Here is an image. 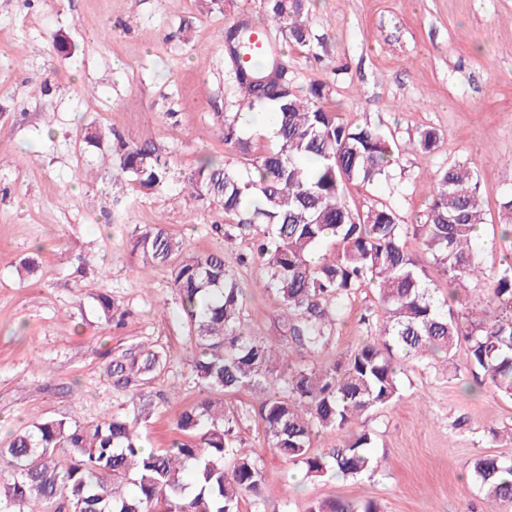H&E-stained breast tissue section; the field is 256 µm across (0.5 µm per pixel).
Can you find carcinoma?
<instances>
[{
  "label": "carcinoma",
  "instance_id": "1",
  "mask_svg": "<svg viewBox=\"0 0 512 512\" xmlns=\"http://www.w3.org/2000/svg\"><path fill=\"white\" fill-rule=\"evenodd\" d=\"M263 24L314 52L306 24L308 0H259ZM257 25L245 18L224 24L229 87L255 112H270L277 133L255 149L237 122L224 117V145L243 155L245 168L204 158L185 173L188 197L224 206L226 237H251L262 268L261 287L272 291L297 347L314 353L331 338L349 296L363 286L379 291L381 325L345 357L317 368L281 355L242 320L243 290L219 253L189 254L163 226L140 231L133 249L153 267L170 269L184 319L195 339L192 374L208 392L177 418L180 438L164 450H146L138 415L112 416L84 427L45 419L0 448L11 478L0 483V512H239L240 500L261 491L256 460L233 448L236 419L209 394L263 389L264 439L307 478L356 477L372 472L369 431L351 433L342 446L315 452L322 429L343 430L352 420L400 397L401 361L444 355L460 342L467 369L512 398V261L500 265L486 304L461 315L440 300L434 280L404 241V225L389 206L354 210L348 186L388 179L394 147L379 131L342 122L325 106L330 83L318 77L296 86L276 65L273 49L251 52ZM118 170L144 191L164 185L168 162L148 143L124 148ZM484 210L472 167L444 165L430 187L421 245L447 284L478 277L472 249ZM332 243L335 252L318 257ZM285 366V387L277 365ZM164 366L151 350L126 353L109 364L118 386L148 380ZM194 471L185 480L186 468ZM472 475L489 502L512 503V459L485 455ZM308 512H380L377 504L317 499Z\"/></svg>",
  "mask_w": 512,
  "mask_h": 512
}]
</instances>
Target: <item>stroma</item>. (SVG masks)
Returning <instances> with one entry per match:
<instances>
[{"label":"stroma","instance_id":"35a3bbf8","mask_svg":"<svg viewBox=\"0 0 512 512\" xmlns=\"http://www.w3.org/2000/svg\"><path fill=\"white\" fill-rule=\"evenodd\" d=\"M260 22L256 0H0V447L47 418L88 427L142 409V445L171 447L180 413L202 387L191 374L195 344L166 268L141 280L132 240L165 225L197 253L220 252L243 289L248 328L284 351L295 346L275 296L256 288L251 242L224 237L223 206L191 201L179 183L200 156L227 159L229 105L225 20ZM315 52L274 31L297 85L333 71L331 104L342 121L369 125L400 148L388 180L352 186L360 210L390 205L409 230L422 265L431 256L413 225L423 223L429 186L443 165L474 167L486 213L474 247L484 269L455 290L468 313L486 294L512 235L500 205L512 192V0H312ZM98 127L112 134L98 142ZM438 134L420 149L423 130ZM149 143L169 162L168 184L142 193L121 177V145ZM115 298L122 326L105 321L100 296ZM379 311L375 289L348 300L329 343L312 354L332 364L356 348ZM163 352L162 372L115 387L110 362L134 350ZM260 392L225 397L235 448L255 454L260 498L241 512H307L311 500L374 501L383 512H512L488 505L469 474L482 455L512 458V400L490 384L466 387L450 372L410 363L400 398L352 423L375 435L380 465L356 478H305L301 466L267 449Z\"/></svg>","mask_w":512,"mask_h":512}]
</instances>
